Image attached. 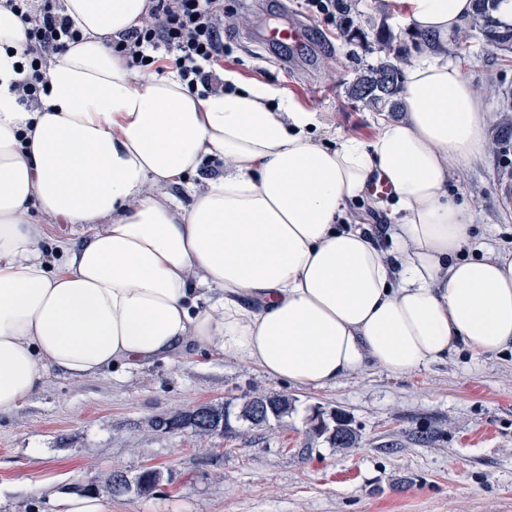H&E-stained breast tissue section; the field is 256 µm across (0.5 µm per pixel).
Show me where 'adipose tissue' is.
<instances>
[{
  "label": "adipose tissue",
  "instance_id": "ef3b65f1",
  "mask_svg": "<svg viewBox=\"0 0 512 512\" xmlns=\"http://www.w3.org/2000/svg\"><path fill=\"white\" fill-rule=\"evenodd\" d=\"M442 45L473 0H394ZM81 37L47 70L38 105L14 89L28 26L0 0V417L43 388L212 349L318 390L376 367L408 374L512 351V252L472 243L451 167L488 152L489 112L436 54L408 67L402 118L368 140H316V113L271 88L190 93L177 72L132 81L112 41L149 0H58ZM220 161L224 173L171 185ZM392 187L381 248L362 213ZM60 238L49 266L43 243ZM475 255L464 257L465 247Z\"/></svg>",
  "mask_w": 512,
  "mask_h": 512
}]
</instances>
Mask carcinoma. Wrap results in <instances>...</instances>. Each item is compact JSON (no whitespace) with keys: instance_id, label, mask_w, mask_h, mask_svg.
<instances>
[{"instance_id":"cac0c4a2","label":"carcinoma","mask_w":512,"mask_h":512,"mask_svg":"<svg viewBox=\"0 0 512 512\" xmlns=\"http://www.w3.org/2000/svg\"><path fill=\"white\" fill-rule=\"evenodd\" d=\"M495 2L497 0H475L474 20L484 45L508 50L512 48V25L493 15ZM376 41L384 52V58L359 73L350 86V93L377 112H395L400 108L399 97L403 83L402 70L396 64V60L400 59V49L393 46L391 38L384 34H376ZM258 402L265 405L267 421L272 418L280 420L293 411V404L288 397L264 392L243 397L236 419L253 425L260 424L254 413V405ZM230 416V410L222 405L209 406L195 414L184 411L162 417L155 421V427L163 430L189 427L194 430L200 442L205 443L216 431L230 428ZM311 422L314 423V432L327 436V440L336 448H351L357 442L356 432L349 420L341 414L333 415L330 422L314 416ZM159 481V473L145 471L137 477L136 489L147 494L155 489Z\"/></svg>"}]
</instances>
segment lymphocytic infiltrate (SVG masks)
Instances as JSON below:
<instances>
[{
	"mask_svg": "<svg viewBox=\"0 0 512 512\" xmlns=\"http://www.w3.org/2000/svg\"><path fill=\"white\" fill-rule=\"evenodd\" d=\"M8 5L29 26L30 51L15 88L21 101L32 105L45 85L46 58L78 33L51 0H8ZM113 50L132 77L158 63L163 52L189 89L223 93L228 88L221 74L224 0H153L147 15L114 42Z\"/></svg>",
	"mask_w": 512,
	"mask_h": 512,
	"instance_id": "f902f5d3",
	"label": "lymphocytic infiltrate"
}]
</instances>
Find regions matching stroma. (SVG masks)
<instances>
[{"instance_id": "1", "label": "stroma", "mask_w": 512, "mask_h": 512, "mask_svg": "<svg viewBox=\"0 0 512 512\" xmlns=\"http://www.w3.org/2000/svg\"><path fill=\"white\" fill-rule=\"evenodd\" d=\"M353 27L390 30L408 62L427 54L388 0H345ZM224 69L290 94L343 135L367 137L377 112L348 88L377 62L375 41L347 39L303 0H224ZM308 23L312 48L292 57L257 33L262 17ZM445 59L461 67L488 104L491 149L448 185L476 214L474 240L512 248V50L483 46L472 21L448 35ZM255 391L287 396L294 411L200 445L192 430L153 420L202 404H238ZM344 414L356 447L314 435L316 413ZM162 474L149 494L112 492L114 472ZM27 476L31 489L14 486ZM95 493L105 512H512V354H450L395 376L377 368L323 390L271 380L257 369L201 350L177 364L157 361L76 380L49 374L44 387L0 418V512H58L70 493Z\"/></svg>"}]
</instances>
